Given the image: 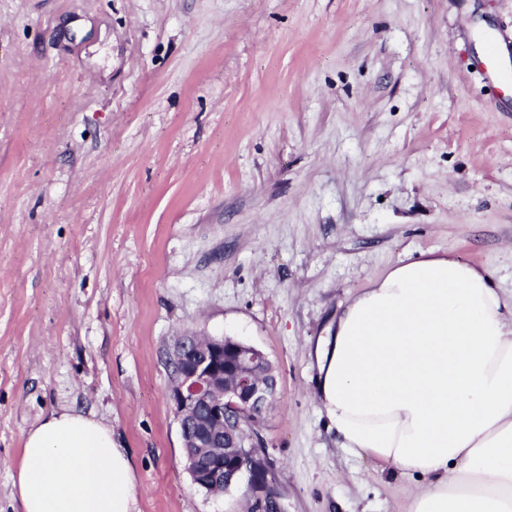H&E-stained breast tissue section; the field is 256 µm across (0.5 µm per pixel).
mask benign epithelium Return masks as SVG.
<instances>
[{"label": "benign epithelium", "mask_w": 512, "mask_h": 512, "mask_svg": "<svg viewBox=\"0 0 512 512\" xmlns=\"http://www.w3.org/2000/svg\"><path fill=\"white\" fill-rule=\"evenodd\" d=\"M169 357V397L192 483L211 495L224 493L229 458L232 477L248 480L251 512H285L282 497L269 492L268 463L252 468L241 456V449L261 446L252 425L276 399L270 360L232 337L198 335L178 337Z\"/></svg>", "instance_id": "benign-epithelium-1"}]
</instances>
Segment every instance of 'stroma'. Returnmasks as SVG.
Masks as SVG:
<instances>
[{"label": "stroma", "mask_w": 512, "mask_h": 512, "mask_svg": "<svg viewBox=\"0 0 512 512\" xmlns=\"http://www.w3.org/2000/svg\"><path fill=\"white\" fill-rule=\"evenodd\" d=\"M512 0H0V512L58 406L111 423L137 512H247L197 489L168 398L178 336L262 350L255 431L286 512H410L338 448L313 344L425 252L512 297V102L476 18Z\"/></svg>", "instance_id": "stroma-1"}]
</instances>
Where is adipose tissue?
Instances as JSON below:
<instances>
[{"label":"adipose tissue","instance_id":"1","mask_svg":"<svg viewBox=\"0 0 512 512\" xmlns=\"http://www.w3.org/2000/svg\"><path fill=\"white\" fill-rule=\"evenodd\" d=\"M342 447L415 481L411 512H512V301L483 269L427 253L352 297L315 347ZM21 512H133L110 424L61 406L23 437Z\"/></svg>","mask_w":512,"mask_h":512}]
</instances>
